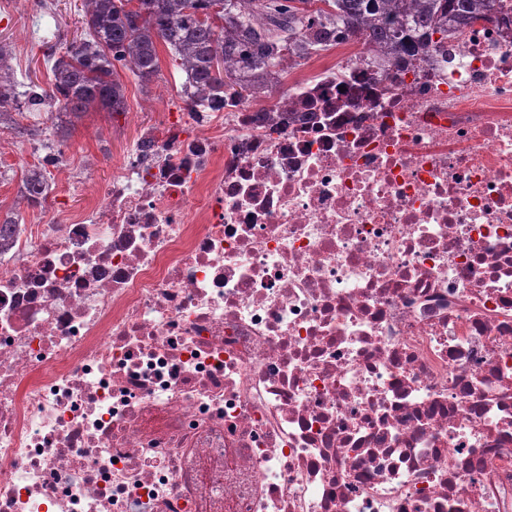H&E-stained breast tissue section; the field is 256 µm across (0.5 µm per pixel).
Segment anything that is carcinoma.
Wrapping results in <instances>:
<instances>
[{
  "label": "carcinoma",
  "mask_w": 512,
  "mask_h": 512,
  "mask_svg": "<svg viewBox=\"0 0 512 512\" xmlns=\"http://www.w3.org/2000/svg\"><path fill=\"white\" fill-rule=\"evenodd\" d=\"M496 0H83L86 37L52 63L49 91L30 85L25 104L58 105L76 119L92 109L125 111L117 70L148 87L165 44L186 75L189 106L222 93L256 98L280 83L293 58L307 59L327 39L363 32L392 56L417 57L452 32L486 17ZM10 54L0 44V124L20 108Z\"/></svg>",
  "instance_id": "obj_1"
}]
</instances>
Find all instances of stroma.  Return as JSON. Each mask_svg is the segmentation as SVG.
I'll list each match as a JSON object with an SVG mask.
<instances>
[{
	"label": "stroma",
	"instance_id": "obj_1",
	"mask_svg": "<svg viewBox=\"0 0 512 512\" xmlns=\"http://www.w3.org/2000/svg\"><path fill=\"white\" fill-rule=\"evenodd\" d=\"M81 0H0V41L9 43L15 75L22 86H51V65L44 57L46 45H65L82 38ZM159 75L142 87L129 70L119 72L127 109L115 115L90 111L74 123L65 116L22 111L11 127L0 130V217L18 216L27 224L63 221L93 204L88 192L75 187L50 191L43 206H29L21 193L36 156L55 154L77 175L103 180L115 164L126 160L143 126L157 123L173 99L181 94L183 74L174 65L167 46H159ZM65 125L64 137H56V125Z\"/></svg>",
	"mask_w": 512,
	"mask_h": 512
}]
</instances>
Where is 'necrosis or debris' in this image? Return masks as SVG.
I'll return each mask as SVG.
<instances>
[{"mask_svg":"<svg viewBox=\"0 0 512 512\" xmlns=\"http://www.w3.org/2000/svg\"><path fill=\"white\" fill-rule=\"evenodd\" d=\"M500 7L164 113L87 213L0 236V512H512Z\"/></svg>","mask_w":512,"mask_h":512,"instance_id":"necrosis-or-debris-1","label":"necrosis or debris"}]
</instances>
